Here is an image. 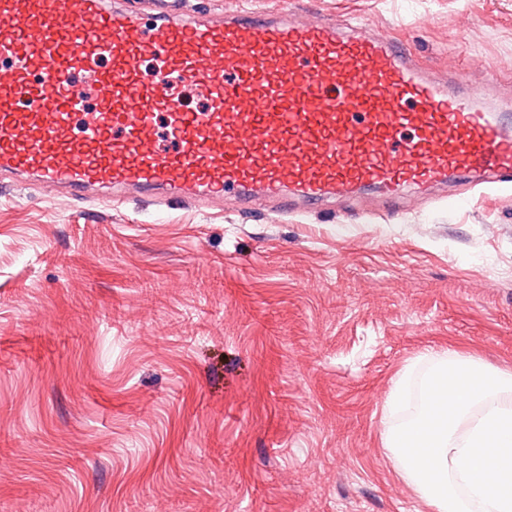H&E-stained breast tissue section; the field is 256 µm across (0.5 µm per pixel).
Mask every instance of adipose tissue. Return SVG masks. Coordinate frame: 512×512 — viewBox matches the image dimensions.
Returning a JSON list of instances; mask_svg holds the SVG:
<instances>
[{"label":"adipose tissue","instance_id":"adipose-tissue-1","mask_svg":"<svg viewBox=\"0 0 512 512\" xmlns=\"http://www.w3.org/2000/svg\"><path fill=\"white\" fill-rule=\"evenodd\" d=\"M426 357L417 415L383 433L401 477L429 512H512V370L454 344Z\"/></svg>","mask_w":512,"mask_h":512}]
</instances>
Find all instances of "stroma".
Here are the masks:
<instances>
[{
    "label": "stroma",
    "mask_w": 512,
    "mask_h": 512,
    "mask_svg": "<svg viewBox=\"0 0 512 512\" xmlns=\"http://www.w3.org/2000/svg\"><path fill=\"white\" fill-rule=\"evenodd\" d=\"M309 8L512 95V0ZM462 190L365 223L0 185V512H426L382 442L421 353L512 368V190Z\"/></svg>",
    "instance_id": "1"
}]
</instances>
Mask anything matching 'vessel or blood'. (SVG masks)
<instances>
[{"instance_id":"b4317fda","label":"vessel or blood","mask_w":512,"mask_h":512,"mask_svg":"<svg viewBox=\"0 0 512 512\" xmlns=\"http://www.w3.org/2000/svg\"><path fill=\"white\" fill-rule=\"evenodd\" d=\"M486 99L332 19L0 0V181L28 172L71 199L220 208L230 193L305 213L371 187L387 208L451 178L508 190L512 121Z\"/></svg>"}]
</instances>
